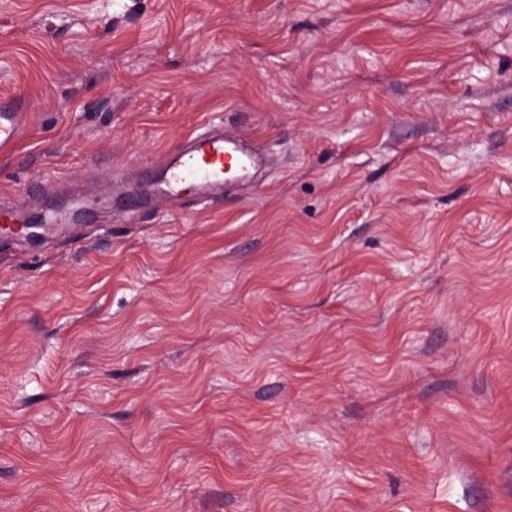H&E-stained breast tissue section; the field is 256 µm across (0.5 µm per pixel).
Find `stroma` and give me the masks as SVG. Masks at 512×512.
Returning <instances> with one entry per match:
<instances>
[{"label": "stroma", "instance_id": "1", "mask_svg": "<svg viewBox=\"0 0 512 512\" xmlns=\"http://www.w3.org/2000/svg\"><path fill=\"white\" fill-rule=\"evenodd\" d=\"M12 93L0 512H512V0H0ZM254 162L241 138L227 135L223 126L212 123L188 136L184 147L165 163L145 166L143 173L160 184L166 199L177 200L188 193L198 202L215 203L219 200L214 197L224 189L225 167L231 165L237 177H247ZM22 217L17 211L10 206H3L0 208V234L3 236H12L17 232H25L28 235L26 228H36L39 224H22L25 227L15 229L11 224H21Z\"/></svg>", "mask_w": 512, "mask_h": 512}]
</instances>
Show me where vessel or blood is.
<instances>
[{
    "mask_svg": "<svg viewBox=\"0 0 512 512\" xmlns=\"http://www.w3.org/2000/svg\"><path fill=\"white\" fill-rule=\"evenodd\" d=\"M29 109L21 98L0 97V151L15 143ZM254 162L253 153L241 138L212 123L188 136L184 147L165 163L145 166L143 173L146 179L159 183L166 199L173 201L190 194L206 203L222 191L225 167H233L238 176L245 177Z\"/></svg>",
    "mask_w": 512,
    "mask_h": 512,
    "instance_id": "1",
    "label": "vessel or blood"
}]
</instances>
